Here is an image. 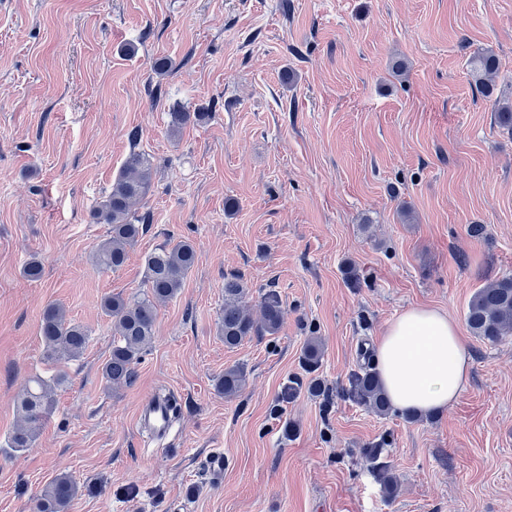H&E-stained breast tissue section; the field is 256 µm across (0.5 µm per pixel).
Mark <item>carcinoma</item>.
I'll list each match as a JSON object with an SVG mask.
<instances>
[{
    "instance_id": "cac0c4a2",
    "label": "carcinoma",
    "mask_w": 512,
    "mask_h": 512,
    "mask_svg": "<svg viewBox=\"0 0 512 512\" xmlns=\"http://www.w3.org/2000/svg\"><path fill=\"white\" fill-rule=\"evenodd\" d=\"M475 82L484 93L490 92L487 82L496 73L497 58L488 50H478L468 59ZM153 168L141 153H131L112 183V189L98 203L95 217L111 225L109 238L96 254L99 265L116 270L126 261L128 249L143 232L145 217L137 213V205L150 190ZM196 262V252L187 241L162 246L145 256V290L142 294L124 298L109 295L102 301L105 314L111 318L116 339L109 359L102 367L106 382L114 387L129 386L136 378L135 367L154 338L158 308L175 298ZM247 285L238 276L224 278V314L221 335L224 346L234 348L250 336H273L282 322L281 300L278 293L268 290L261 297V315L256 319L242 304ZM471 333L482 341L496 344L512 335V277H504L478 289L470 298L465 315ZM45 360L58 362L79 357L88 343V332L67 318L59 304L49 305L40 326ZM65 380L58 373L46 379L30 377L18 402L19 424L10 445L20 451L36 438L53 409L55 388ZM246 372L241 367L224 371L221 388L231 398L246 385ZM348 394L367 409L385 415L391 405L387 400L378 374L372 370L355 372L349 378ZM77 493L75 482L68 476L54 478L43 494L34 501L31 512H65Z\"/></svg>"
}]
</instances>
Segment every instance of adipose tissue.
Masks as SVG:
<instances>
[{
  "mask_svg": "<svg viewBox=\"0 0 512 512\" xmlns=\"http://www.w3.org/2000/svg\"><path fill=\"white\" fill-rule=\"evenodd\" d=\"M374 362L393 407L434 414L465 392L471 357L461 329L437 308L394 316L374 343Z\"/></svg>",
  "mask_w": 512,
  "mask_h": 512,
  "instance_id": "1",
  "label": "adipose tissue"
}]
</instances>
